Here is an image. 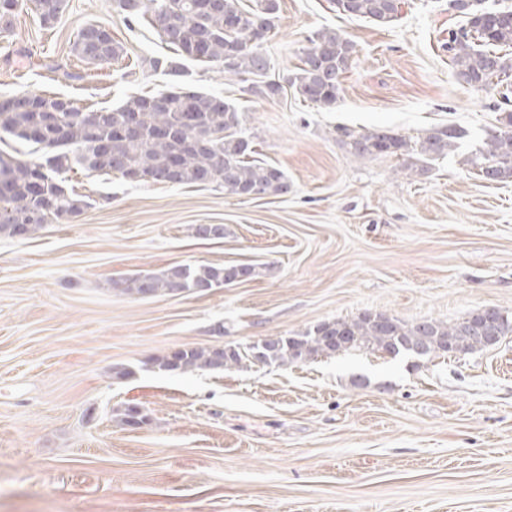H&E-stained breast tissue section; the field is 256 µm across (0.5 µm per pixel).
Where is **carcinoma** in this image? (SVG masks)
I'll use <instances>...</instances> for the list:
<instances>
[{
    "label": "carcinoma",
    "mask_w": 512,
    "mask_h": 512,
    "mask_svg": "<svg viewBox=\"0 0 512 512\" xmlns=\"http://www.w3.org/2000/svg\"><path fill=\"white\" fill-rule=\"evenodd\" d=\"M126 17L145 19L174 50L164 66L174 81L165 89L135 95L111 108H78L71 100L26 91L0 100V135L52 150L41 160L16 159L0 153V178L10 186L0 195V235L11 236L22 226L32 234L45 224H59L79 216L87 202L68 193L62 175L80 169L89 174H119L124 178L151 179L172 186H220L230 195L243 197L258 192L277 196L288 189V179L278 167L250 159V142L241 135L240 108L233 102L181 84L185 61L214 63L224 77L248 83L257 96L280 94L283 86L268 78L270 61L260 51L275 30L277 0H255L252 8L241 0H115ZM67 0H36L40 21L54 23L66 9ZM450 6L466 24L448 40L455 74L462 82L484 90L494 80L512 75V10H488L482 0H450ZM346 16L369 19L378 24L397 20L402 0H336ZM105 27L94 23L82 29L71 46L74 56L88 64L110 63L123 53L112 39L106 56L88 55L87 36ZM264 37H258V29ZM354 44L340 31L323 28L301 49L299 64L287 79L303 100L322 108L336 105L340 78L349 68ZM169 94V106L153 109L149 101ZM193 113L197 124H183L184 111ZM132 122L138 132L119 136L117 130ZM160 127L174 131L158 138ZM350 153L356 160L396 156L404 169L422 175L432 162L445 159L459 149L467 131L454 124L434 126L417 137H406L386 129L364 133L344 131ZM107 146L98 154L96 143ZM490 182L512 181V109L503 110L501 126L484 140L479 155L464 159ZM233 276V268L214 265L173 266L159 273L135 274L122 280L119 290L132 297L174 293L177 286L193 290L219 288ZM295 336L274 341L258 340L245 347L227 345L223 355L213 347L186 346L155 360L166 372L192 373L229 370L262 364L287 365L314 361L351 350L378 352L396 357L418 348L429 354H445L444 345L466 337V350L481 349L468 318L454 323L436 319L403 322L391 319L380 324L363 313L351 319L333 320Z\"/></svg>",
    "instance_id": "obj_1"
}]
</instances>
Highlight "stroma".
Listing matches in <instances>:
<instances>
[{"label":"stroma","mask_w":512,"mask_h":512,"mask_svg":"<svg viewBox=\"0 0 512 512\" xmlns=\"http://www.w3.org/2000/svg\"><path fill=\"white\" fill-rule=\"evenodd\" d=\"M449 0H404L380 25L332 0H279L261 50L291 76L316 31L355 46L335 107L292 88L249 92L186 62L185 85L234 100L254 157L287 194L131 181L74 170L87 201L73 221L0 236V512H512V335L458 357L349 352L284 366L160 371L184 346L246 345L366 311L453 322L512 314V182L461 162L499 125L503 96L461 82L446 42ZM102 23L118 61L70 48ZM172 50L113 0H68L41 26L19 0L0 33V99L24 91L81 108L166 88ZM455 123L458 154L407 176L397 157L357 161L344 130L415 137ZM220 225V238L200 237ZM251 265L256 276L149 298L119 281L176 265ZM141 410L142 424L119 418Z\"/></svg>","instance_id":"35a3bbf8"}]
</instances>
